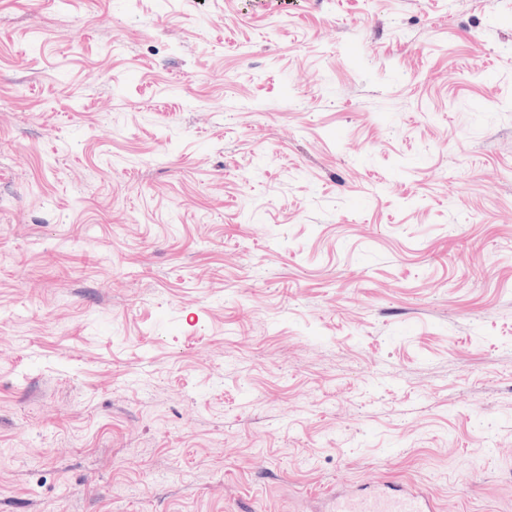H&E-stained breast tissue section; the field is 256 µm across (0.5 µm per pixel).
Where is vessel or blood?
Instances as JSON below:
<instances>
[{
    "label": "vessel or blood",
    "instance_id": "b4317fda",
    "mask_svg": "<svg viewBox=\"0 0 512 512\" xmlns=\"http://www.w3.org/2000/svg\"><path fill=\"white\" fill-rule=\"evenodd\" d=\"M328 512H436V508L424 490L411 485L396 489L382 481L337 491Z\"/></svg>",
    "mask_w": 512,
    "mask_h": 512
}]
</instances>
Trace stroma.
I'll list each match as a JSON object with an SVG mask.
<instances>
[{"instance_id": "1", "label": "stroma", "mask_w": 512, "mask_h": 512, "mask_svg": "<svg viewBox=\"0 0 512 512\" xmlns=\"http://www.w3.org/2000/svg\"><path fill=\"white\" fill-rule=\"evenodd\" d=\"M512 512V0H0V512ZM328 512H436V507L420 488L410 485L395 489L381 481L346 491L336 487Z\"/></svg>"}]
</instances>
